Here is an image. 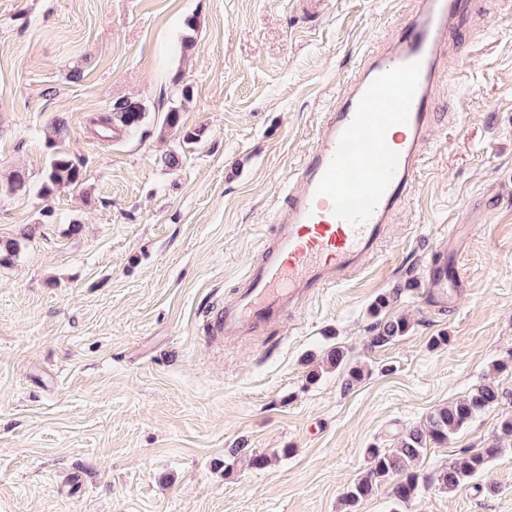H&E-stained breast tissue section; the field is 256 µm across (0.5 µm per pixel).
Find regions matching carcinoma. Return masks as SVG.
<instances>
[{"label": "carcinoma", "instance_id": "1", "mask_svg": "<svg viewBox=\"0 0 512 512\" xmlns=\"http://www.w3.org/2000/svg\"><path fill=\"white\" fill-rule=\"evenodd\" d=\"M115 115L131 132L136 131L142 120L143 112L132 102L117 106ZM82 182V170L69 154L57 153L46 171L44 189L48 192L61 187L77 186ZM408 322L404 318H383L377 323L374 342L383 346L404 335ZM503 398L499 388L483 384L474 388L468 395L447 406L432 412L422 427L407 431L398 438L389 449L369 448L367 455L370 467L365 476L349 485L343 495L345 507L351 509L370 496L379 486L396 480L394 495L397 501L407 503L418 492L417 464L423 458L427 444L443 443L448 437L463 427L477 414L497 405ZM498 453V449L480 448L448 464V468L439 472L438 481L453 491L473 479Z\"/></svg>", "mask_w": 512, "mask_h": 512}]
</instances>
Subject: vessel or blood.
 <instances>
[{
	"label": "vessel or blood",
	"mask_w": 512,
	"mask_h": 512,
	"mask_svg": "<svg viewBox=\"0 0 512 512\" xmlns=\"http://www.w3.org/2000/svg\"><path fill=\"white\" fill-rule=\"evenodd\" d=\"M477 0H415L401 32L367 55L325 113L316 146L289 190L251 265L244 291L220 307L212 327L221 336L287 316L303 295L342 282L373 254L409 194L430 128L437 93L456 54L457 31ZM439 302H447L462 272L449 271L440 248L428 272Z\"/></svg>",
	"instance_id": "b4317fda"
}]
</instances>
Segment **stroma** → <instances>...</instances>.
Wrapping results in <instances>:
<instances>
[{"label":"stroma","mask_w":512,"mask_h":512,"mask_svg":"<svg viewBox=\"0 0 512 512\" xmlns=\"http://www.w3.org/2000/svg\"><path fill=\"white\" fill-rule=\"evenodd\" d=\"M412 8L0 0V240L18 243L0 265V512H345L367 449L489 382L502 402L428 445L416 498L388 483L355 512H512V0H487L450 59L463 79L442 86L409 198L362 268L253 335L207 332L338 89ZM124 101L140 127L101 137ZM58 151L83 180L48 193ZM443 241L463 268L444 307L425 277ZM382 298L409 328L376 346ZM334 347L362 368L354 386ZM495 443L476 478L439 484ZM499 448H480L468 452L464 457L448 464V468L441 470L438 481L448 491H454L459 486L473 479L487 464L489 458L498 453Z\"/></svg>","instance_id":"stroma-1"}]
</instances>
